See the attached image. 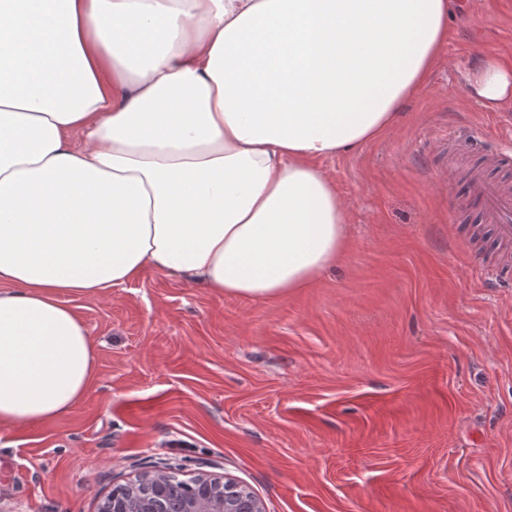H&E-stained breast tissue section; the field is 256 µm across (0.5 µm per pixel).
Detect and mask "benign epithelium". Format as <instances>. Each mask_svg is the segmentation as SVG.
Instances as JSON below:
<instances>
[{
  "label": "benign epithelium",
  "mask_w": 512,
  "mask_h": 512,
  "mask_svg": "<svg viewBox=\"0 0 512 512\" xmlns=\"http://www.w3.org/2000/svg\"><path fill=\"white\" fill-rule=\"evenodd\" d=\"M172 466L162 462L135 479L112 488L98 512H266L247 487L222 474L196 473L191 493L173 492Z\"/></svg>",
  "instance_id": "7a95c632"
}]
</instances>
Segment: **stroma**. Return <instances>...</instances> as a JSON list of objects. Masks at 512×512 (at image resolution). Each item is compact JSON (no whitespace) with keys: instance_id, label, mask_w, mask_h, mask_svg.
<instances>
[{"instance_id":"35a3bbf8","label":"stroma","mask_w":512,"mask_h":512,"mask_svg":"<svg viewBox=\"0 0 512 512\" xmlns=\"http://www.w3.org/2000/svg\"><path fill=\"white\" fill-rule=\"evenodd\" d=\"M488 54L512 67V0L451 13L395 130L319 160L351 219L310 287L223 298L148 270L68 297L95 380L51 423L0 427V505L97 512L165 461L235 479L266 512H512V281L468 249L496 241L468 172L512 147V103L466 90Z\"/></svg>"}]
</instances>
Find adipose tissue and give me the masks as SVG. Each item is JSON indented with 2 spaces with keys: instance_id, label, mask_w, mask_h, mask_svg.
<instances>
[{
  "instance_id": "1",
  "label": "adipose tissue",
  "mask_w": 512,
  "mask_h": 512,
  "mask_svg": "<svg viewBox=\"0 0 512 512\" xmlns=\"http://www.w3.org/2000/svg\"><path fill=\"white\" fill-rule=\"evenodd\" d=\"M456 5L0 0V425L87 395L68 296L152 269L268 301L335 264L349 204L314 162L394 130ZM470 87L497 105L512 70Z\"/></svg>"
}]
</instances>
